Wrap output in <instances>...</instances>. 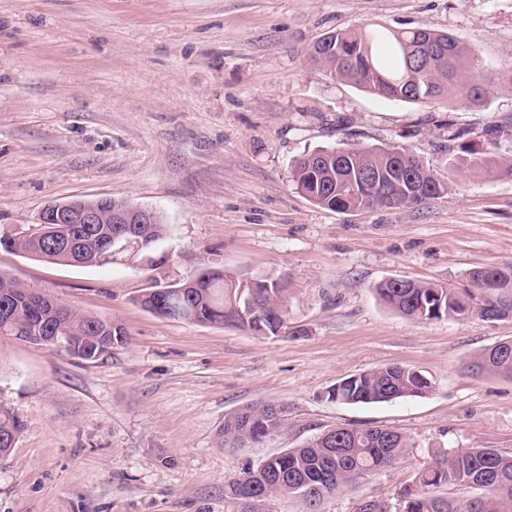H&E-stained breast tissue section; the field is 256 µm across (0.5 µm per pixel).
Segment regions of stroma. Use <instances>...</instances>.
<instances>
[{"label": "stroma", "instance_id": "obj_1", "mask_svg": "<svg viewBox=\"0 0 512 512\" xmlns=\"http://www.w3.org/2000/svg\"><path fill=\"white\" fill-rule=\"evenodd\" d=\"M369 24L459 38L491 79L482 103L388 100L311 64L318 39ZM343 142L398 143L441 173L471 150L512 155V0H0V235L73 198L150 208L168 226L153 264L0 248V274L129 334L94 360L0 335V401L22 424L0 456V512H226V479L340 427L391 428L409 446L321 512L364 498L400 512L439 448L512 455V381L466 368L512 339V318L411 321L375 292L512 269V177L463 172L415 209L333 212L295 190L292 164ZM208 268L286 284L298 335L140 307L146 289ZM394 363L422 371L431 392L327 399L341 379ZM260 399L287 406L285 428L221 447L225 416Z\"/></svg>", "mask_w": 512, "mask_h": 512}]
</instances>
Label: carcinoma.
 Here are the masks:
<instances>
[{"instance_id":"carcinoma-1","label":"carcinoma","mask_w":512,"mask_h":512,"mask_svg":"<svg viewBox=\"0 0 512 512\" xmlns=\"http://www.w3.org/2000/svg\"><path fill=\"white\" fill-rule=\"evenodd\" d=\"M311 60L330 77L373 95L414 104L453 106L461 99L480 102L485 94L482 76L474 75V51L458 38L425 25L375 30L343 31L318 40ZM463 170L512 176V157L493 159L477 152L463 159ZM296 189L313 204L337 212L373 207L416 208L448 189V177L428 168L407 147L397 144L368 146L360 143L306 153L293 165ZM56 225L45 234L1 236L0 246L37 258L74 266L112 263L101 259L91 238L109 239L110 224L70 225L72 246L54 244ZM150 243L129 247L145 257L168 232L160 215L148 225ZM512 280V270L485 267L471 275L469 288L413 282L398 288L391 280L376 286L379 299L391 310L414 321L456 318L468 314L494 321L501 308L512 309V288H486L487 282ZM240 283L223 270L208 268L199 277L166 292L146 291L139 305L168 320L224 326L226 312L235 308ZM256 307L239 316L233 326L259 338L279 337L288 323V291L280 283L256 282ZM46 293L0 276V334L33 344H58L84 360H93L128 341L126 329L80 308L61 302L55 311L44 306ZM472 369L512 380V351L486 348L471 361ZM431 381L419 370L398 364L362 372L336 383L327 399L343 404L388 403L424 397ZM273 403L258 402L224 418L220 445L238 448L259 443L280 430L285 421ZM21 424L0 404V455L16 443ZM408 448L401 433L375 427L337 428L264 461L263 468H247L224 482L227 512H269L280 495H292L303 512H320L322 502L351 488L395 462ZM486 481L499 484L487 496L451 499L439 495L449 486L470 488ZM401 512H512V456L494 448L437 451L416 475L414 487L400 494Z\"/></svg>"}]
</instances>
